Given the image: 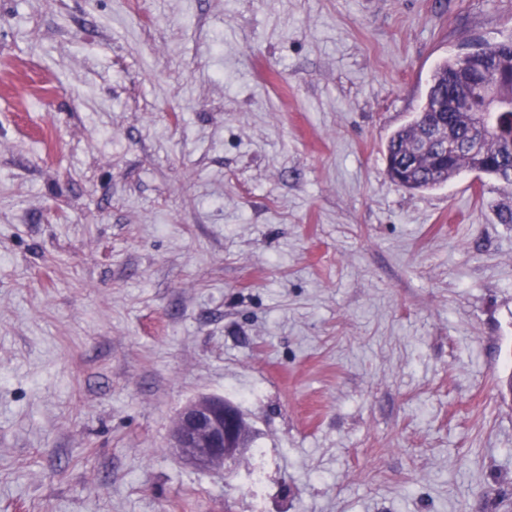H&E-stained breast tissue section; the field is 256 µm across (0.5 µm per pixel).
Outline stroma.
<instances>
[{
	"mask_svg": "<svg viewBox=\"0 0 512 512\" xmlns=\"http://www.w3.org/2000/svg\"><path fill=\"white\" fill-rule=\"evenodd\" d=\"M512 0H0V512H512V190L390 135ZM220 396L252 442L171 448ZM247 439L244 418L222 397L202 395L179 411L171 448L198 469L224 468L240 455Z\"/></svg>",
	"mask_w": 512,
	"mask_h": 512,
	"instance_id": "1",
	"label": "stroma"
}]
</instances>
